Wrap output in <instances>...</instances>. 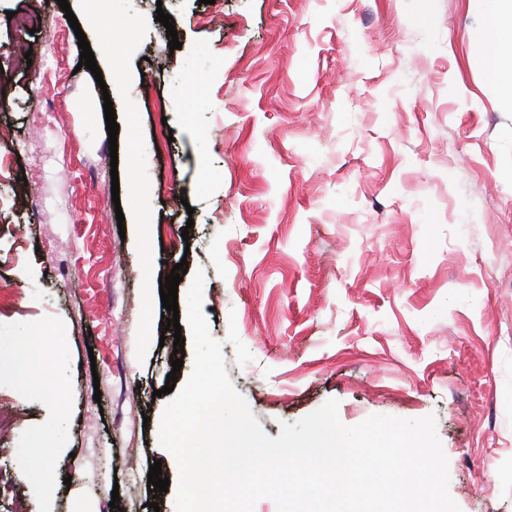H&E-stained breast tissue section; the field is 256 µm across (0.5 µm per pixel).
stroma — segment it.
<instances>
[{
  "label": "stroma",
  "instance_id": "obj_1",
  "mask_svg": "<svg viewBox=\"0 0 512 512\" xmlns=\"http://www.w3.org/2000/svg\"><path fill=\"white\" fill-rule=\"evenodd\" d=\"M69 3L101 78L57 0H0V349L43 338L37 379L0 363V512H176L150 291L183 260L268 436L431 414L460 512H512V101L472 0Z\"/></svg>",
  "mask_w": 512,
  "mask_h": 512
}]
</instances>
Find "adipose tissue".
Returning <instances> with one entry per match:
<instances>
[{
	"mask_svg": "<svg viewBox=\"0 0 512 512\" xmlns=\"http://www.w3.org/2000/svg\"><path fill=\"white\" fill-rule=\"evenodd\" d=\"M479 6L485 20L482 40L487 67L501 89L512 95V78L501 77L505 60L512 58V0H479Z\"/></svg>",
	"mask_w": 512,
	"mask_h": 512,
	"instance_id": "ef3b65f1",
	"label": "adipose tissue"
}]
</instances>
